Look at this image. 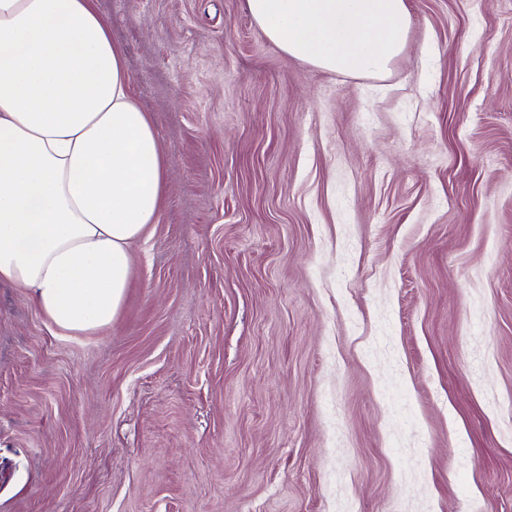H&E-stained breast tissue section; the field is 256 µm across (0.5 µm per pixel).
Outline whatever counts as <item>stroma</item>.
<instances>
[{
  "instance_id": "1",
  "label": "stroma",
  "mask_w": 512,
  "mask_h": 512,
  "mask_svg": "<svg viewBox=\"0 0 512 512\" xmlns=\"http://www.w3.org/2000/svg\"><path fill=\"white\" fill-rule=\"evenodd\" d=\"M378 77L246 0H97L170 175L111 329L0 283V512H512V0Z\"/></svg>"
}]
</instances>
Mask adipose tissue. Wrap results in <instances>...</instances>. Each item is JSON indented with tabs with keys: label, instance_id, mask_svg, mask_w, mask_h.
Here are the masks:
<instances>
[{
	"label": "adipose tissue",
	"instance_id": "1",
	"mask_svg": "<svg viewBox=\"0 0 512 512\" xmlns=\"http://www.w3.org/2000/svg\"><path fill=\"white\" fill-rule=\"evenodd\" d=\"M285 55L352 75L404 53L406 0H247ZM95 0H0V282L65 336L111 329L168 185Z\"/></svg>",
	"mask_w": 512,
	"mask_h": 512
}]
</instances>
